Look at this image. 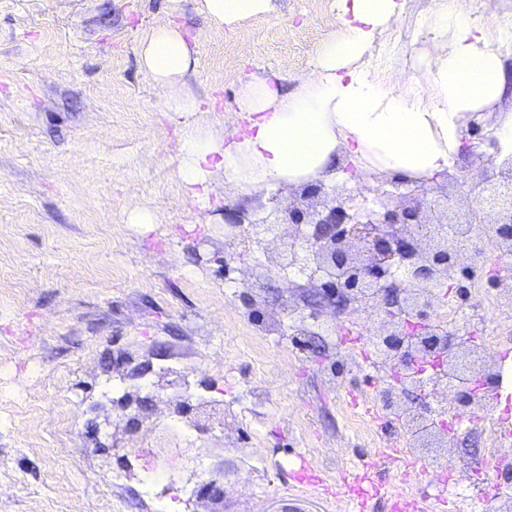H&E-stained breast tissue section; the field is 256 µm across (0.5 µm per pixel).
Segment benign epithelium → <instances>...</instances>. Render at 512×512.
<instances>
[{"label":"benign epithelium","instance_id":"obj_1","mask_svg":"<svg viewBox=\"0 0 512 512\" xmlns=\"http://www.w3.org/2000/svg\"><path fill=\"white\" fill-rule=\"evenodd\" d=\"M490 164L464 181L473 206L456 223L433 220L436 188L427 179L393 194L395 206L335 190L316 206L288 209L302 241V253L291 252L288 266L321 282L310 304L313 323L326 308L338 317L353 305L383 317L385 329L372 339L374 355L390 370L380 400L391 410L402 395L416 394L415 408L403 415L415 449L448 446L450 432L437 420V405L462 418L494 403L500 374L482 362L476 339L432 320L437 289L446 286L465 298L484 270L474 224L486 225V239L503 260L488 282L512 301V155ZM235 472L236 461L221 457L214 464L217 479L203 483L201 496L221 497L220 481Z\"/></svg>","mask_w":512,"mask_h":512}]
</instances>
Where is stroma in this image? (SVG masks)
Listing matches in <instances>:
<instances>
[{"label":"stroma","mask_w":512,"mask_h":512,"mask_svg":"<svg viewBox=\"0 0 512 512\" xmlns=\"http://www.w3.org/2000/svg\"><path fill=\"white\" fill-rule=\"evenodd\" d=\"M272 4L218 25L200 0H0V512H162L169 482L175 512H350L300 482L302 466L337 486L399 434L395 422L359 430L344 398L379 402L383 370L366 355L380 321L324 318L317 353L291 340L308 312L305 279L280 271L294 227L258 245L227 232V210L259 221L335 180L227 193L218 176L203 210L180 179L185 125L238 126L245 82L298 89L341 28L337 0ZM437 5L405 0L365 56L372 75L424 70ZM164 24L197 58L181 89L200 107L174 118L140 64ZM476 172L464 154L439 177L442 222L467 211L457 179ZM136 208L154 223H131ZM181 371L187 416L166 385ZM121 381L146 407L133 433L113 401ZM486 450L469 431L442 449L450 482L469 483ZM212 453L267 465L199 500Z\"/></svg>","instance_id":"35a3bbf8"}]
</instances>
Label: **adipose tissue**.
<instances>
[{"instance_id":"obj_1","label":"adipose tissue","mask_w":512,"mask_h":512,"mask_svg":"<svg viewBox=\"0 0 512 512\" xmlns=\"http://www.w3.org/2000/svg\"><path fill=\"white\" fill-rule=\"evenodd\" d=\"M271 0H202L215 23L269 10ZM342 30L316 51L301 88L281 91L266 82L242 86L245 125L222 133H184L180 177L192 196L206 199L213 175L225 191L299 185L330 171L340 155L404 179L450 171L462 148L461 131L474 112L512 88L506 50L494 47L484 22L441 8L428 22L434 41L424 76L400 73L383 82L360 64L376 33L400 22L403 0H338ZM140 63L171 93L160 105L173 114L196 111L179 80L196 65L181 32L153 29ZM431 94H423L422 83Z\"/></svg>"}]
</instances>
